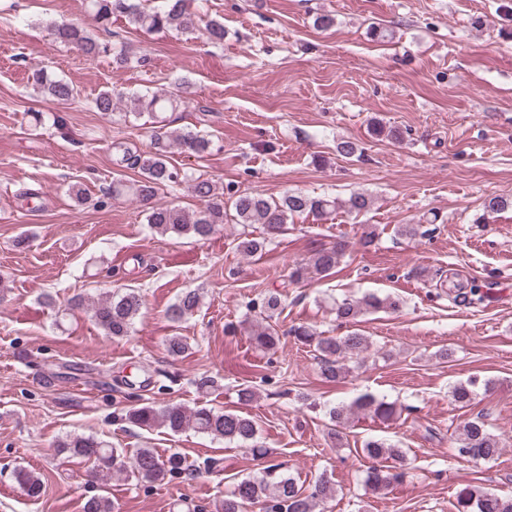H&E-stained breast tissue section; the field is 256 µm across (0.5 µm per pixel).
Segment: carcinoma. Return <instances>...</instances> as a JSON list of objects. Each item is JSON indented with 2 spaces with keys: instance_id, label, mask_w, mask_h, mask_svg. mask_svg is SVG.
<instances>
[{
  "instance_id": "obj_1",
  "label": "carcinoma",
  "mask_w": 512,
  "mask_h": 512,
  "mask_svg": "<svg viewBox=\"0 0 512 512\" xmlns=\"http://www.w3.org/2000/svg\"><path fill=\"white\" fill-rule=\"evenodd\" d=\"M91 14L96 23L106 26L114 17H123L129 23L147 31L173 29L187 31L205 24L208 40L214 45L224 43V24L216 19H205L199 11L190 8V0H167L163 10H149L136 0H89ZM55 35L64 47H76L87 58H95L106 52L97 38L74 23L55 26ZM35 89L42 96L58 104H65L75 98L76 89L70 83L53 77L43 67L33 72ZM125 102L127 116L139 117L144 112L163 110L170 99L131 96L127 100L110 91L100 93L94 100L99 112H111L120 102ZM176 146L181 152L196 156L205 152L209 139L192 130L155 132L150 150L135 153L123 148L121 162L140 171V179L132 183L112 182L97 205L107 206L108 200L130 195L143 207L146 223L161 236L177 235L207 240L226 224L242 227L237 250L246 256L266 251L283 234L285 226L296 216L307 215L318 219L326 218L339 208L350 214L360 215L369 211L372 198L364 193H353L344 201H337L327 195H310L302 192H286L279 197L266 196L257 192L237 191L223 201L217 198L211 180L199 175L191 176L171 166L167 160L168 149ZM186 185L188 191L199 202L191 210L172 201L156 202L159 191ZM259 224L261 229L255 235L248 227ZM346 243L336 242L331 247L320 248L311 260L297 266L290 273L293 283L308 278H325L332 274L344 258ZM454 300L467 305L484 302L485 293L481 286L472 282L455 290ZM200 289L181 293L169 306L166 315L174 324L182 323L198 312L201 307ZM143 306L141 295L134 289L122 294H109L91 305L95 324L104 335L123 338L130 334ZM399 301L377 294L362 298H344L336 303V321L348 328L342 336H327L325 332L305 326H293L288 334L297 341L314 348L319 354L321 372L329 381H339L350 373L348 362L359 359L370 347L368 338L357 329L360 318L368 313L396 311ZM282 312L281 294L271 292L260 302V319L250 325L249 336L259 349L271 351L280 342V333L271 324L272 319ZM478 378L453 385L449 391L451 401L460 409L469 407L475 396ZM363 413L387 421L396 414V405L380 400L371 393L358 396L351 405H339L329 409L331 435L340 438V429L348 424L353 415ZM126 419L142 429L164 428L173 434L186 429L207 434L228 442L247 444L256 438V422L243 414L233 411H216L205 406L187 409L178 404L146 402L130 408ZM72 456L91 460L96 466L98 478L107 481L112 472H126L139 483L154 484L166 477L181 475L190 470L191 464L179 452L166 456L159 455L153 448H112L90 436L69 437L58 444ZM501 438L487 427L480 416L464 422L459 429L453 446L455 456L476 463L491 460L500 454ZM362 455L373 461L366 471L365 483L375 492L386 491L408 477L404 468L405 452L397 445L380 437L366 439L361 448ZM18 484L32 498L40 496L42 482L35 473L24 468L13 471ZM336 488L332 478L324 475L308 491L298 486L296 480L277 472L271 464L264 468L260 477H245L224 493L217 506V512H245L249 504L261 503L265 512H316V509L335 496ZM456 512H512V497H505L492 491L480 490L467 485L456 492ZM114 503L102 496L92 497L83 506V512H114Z\"/></svg>"
}]
</instances>
